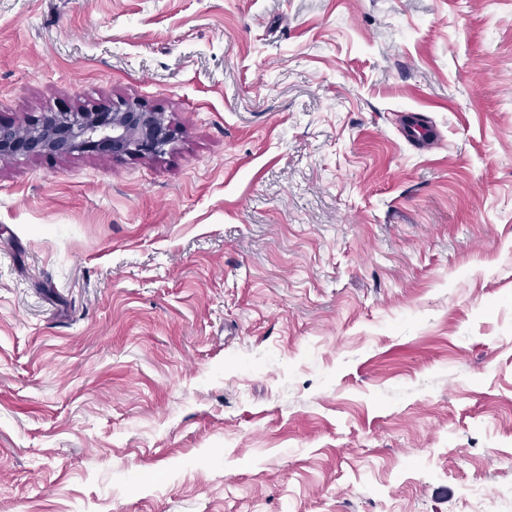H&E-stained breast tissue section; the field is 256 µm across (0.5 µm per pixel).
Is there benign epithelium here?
<instances>
[{
    "instance_id": "obj_1",
    "label": "benign epithelium",
    "mask_w": 512,
    "mask_h": 512,
    "mask_svg": "<svg viewBox=\"0 0 512 512\" xmlns=\"http://www.w3.org/2000/svg\"><path fill=\"white\" fill-rule=\"evenodd\" d=\"M173 139L162 116L136 103L85 112H58L26 132L0 125V156L18 151L71 154L97 146L116 156L160 155Z\"/></svg>"
}]
</instances>
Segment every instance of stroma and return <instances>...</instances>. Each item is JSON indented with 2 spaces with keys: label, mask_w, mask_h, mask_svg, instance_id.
Returning <instances> with one entry per match:
<instances>
[{
  "label": "stroma",
  "mask_w": 512,
  "mask_h": 512,
  "mask_svg": "<svg viewBox=\"0 0 512 512\" xmlns=\"http://www.w3.org/2000/svg\"><path fill=\"white\" fill-rule=\"evenodd\" d=\"M123 102L0 157V512H512V0H0V124ZM172 139L160 114L128 102L99 111L50 113L23 133L0 125V156L18 151L71 154L97 146L112 148L116 156H157ZM404 136L417 145H432L437 141L435 130L426 125L419 114L408 115L404 128Z\"/></svg>",
  "instance_id": "obj_1"
}]
</instances>
